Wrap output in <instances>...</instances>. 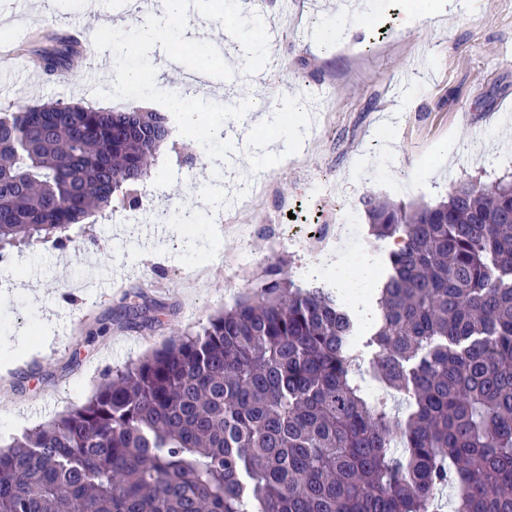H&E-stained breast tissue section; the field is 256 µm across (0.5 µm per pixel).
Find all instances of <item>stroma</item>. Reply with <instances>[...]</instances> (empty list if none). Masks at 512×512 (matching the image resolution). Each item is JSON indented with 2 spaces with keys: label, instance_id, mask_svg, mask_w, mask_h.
Segmentation results:
<instances>
[{
  "label": "stroma",
  "instance_id": "stroma-1",
  "mask_svg": "<svg viewBox=\"0 0 512 512\" xmlns=\"http://www.w3.org/2000/svg\"><path fill=\"white\" fill-rule=\"evenodd\" d=\"M196 29L223 37L232 59L250 61L260 49L280 67L275 82L257 80L253 69L233 73L229 84L205 87L207 112L193 131L175 128L156 158L159 195L172 210L194 206L223 169L235 172L237 188L259 183L262 199L252 208L222 213L186 226L158 222L154 211L113 203L106 217L72 227L65 246L42 242L12 250L0 271V448L26 430L82 404L107 370L123 367L160 348L177 333L231 307L282 260L294 279L323 274L331 249L340 268L357 275L370 258L371 278L357 293L353 311L362 324L377 316L375 289L393 240L369 236L361 207L370 193L396 202L435 203L468 179L489 184L512 175V0H460L440 22L420 20L423 0H373L364 35L350 36L351 21L318 31L336 0H263L253 7L258 25L247 35L218 25V0H198ZM417 16L399 29L401 14ZM131 0H0V49L13 52L17 95L0 94V110L16 103L79 102L94 108L162 109L180 77L149 48L127 44L125 64L149 73L151 82L128 88L112 67L81 62L64 85L45 75L36 51L51 30L85 29L106 56L115 43L101 19L135 17ZM279 30L267 43L266 28ZM95 87L84 91L87 72ZM298 95L321 105L319 126L285 113L257 129L258 141H279L288 160L271 157L260 168L239 167L214 123L238 112L254 94ZM481 129L473 137L472 129ZM394 161H387L388 150ZM358 223V238L337 234L345 212ZM235 224L248 237L229 234ZM166 246L168 255L139 259L142 249ZM222 261H213V253ZM111 273L106 289L86 288L89 272ZM44 297L32 299L30 282ZM157 309L153 329L135 332L118 317L129 305ZM39 372L28 377L30 364Z\"/></svg>",
  "mask_w": 512,
  "mask_h": 512
}]
</instances>
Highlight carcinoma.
<instances>
[{
	"instance_id": "carcinoma-1",
	"label": "carcinoma",
	"mask_w": 512,
	"mask_h": 512,
	"mask_svg": "<svg viewBox=\"0 0 512 512\" xmlns=\"http://www.w3.org/2000/svg\"><path fill=\"white\" fill-rule=\"evenodd\" d=\"M78 53L69 35L38 50L48 73ZM172 133L154 111L0 112V261L8 246L64 245L116 199L136 209ZM362 206L370 234L397 242L367 341L386 395L359 380L346 297L281 261L0 450V512H440L449 487L452 512H512V179Z\"/></svg>"
}]
</instances>
